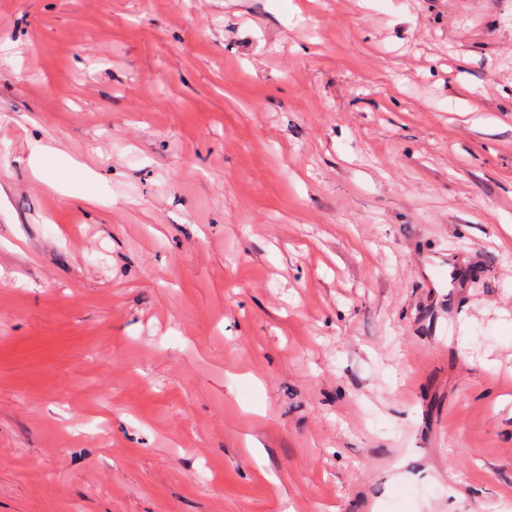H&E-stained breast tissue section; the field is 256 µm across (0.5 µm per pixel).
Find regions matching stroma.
Here are the masks:
<instances>
[{
  "instance_id": "stroma-1",
  "label": "stroma",
  "mask_w": 512,
  "mask_h": 512,
  "mask_svg": "<svg viewBox=\"0 0 512 512\" xmlns=\"http://www.w3.org/2000/svg\"><path fill=\"white\" fill-rule=\"evenodd\" d=\"M0 512H512V0H0Z\"/></svg>"
}]
</instances>
